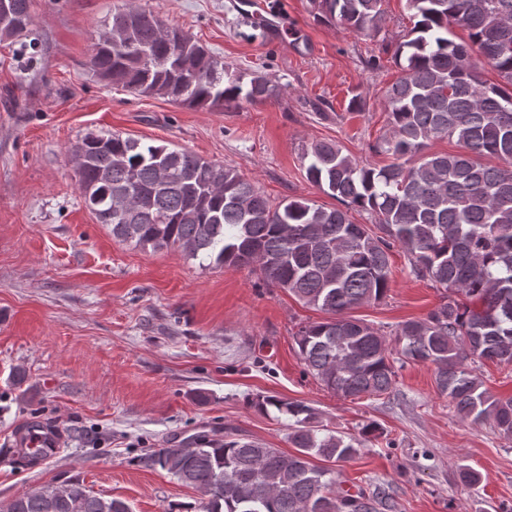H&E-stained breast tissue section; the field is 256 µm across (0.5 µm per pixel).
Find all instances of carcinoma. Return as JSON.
<instances>
[{
  "label": "carcinoma",
  "instance_id": "obj_1",
  "mask_svg": "<svg viewBox=\"0 0 512 512\" xmlns=\"http://www.w3.org/2000/svg\"><path fill=\"white\" fill-rule=\"evenodd\" d=\"M381 2L312 0L318 20L364 36L380 27ZM407 4L415 37L396 48L401 76L385 91L389 129L375 146L394 162L361 166L329 142L306 152L308 181L343 209L305 199L274 204L233 167L117 133L84 136L71 147V160L85 204L112 238L154 251L178 247L211 265L251 267L266 284L328 314L296 338L307 370L326 388L345 398L380 397L393 388L395 363L430 362L437 388L462 419L490 420L511 440L512 396L491 394L466 361L512 364V0ZM8 5L0 41L29 37L31 0ZM453 26L465 29L468 41L449 38ZM128 44L139 51L128 52ZM89 65L107 85L189 107H238L274 94L266 75L254 72L243 84L189 33L138 7L112 14ZM486 66L503 83L484 81ZM443 138L456 139L464 152L424 153L429 141ZM353 208L368 211L383 235L354 223ZM396 243L416 277L452 288L468 303L449 299L426 318L403 322L394 351L350 311L385 296ZM251 405L293 420L288 439L295 452L200 432L149 450L138 463L196 489V512H376L385 504L383 492L329 493L335 471L314 463L350 459L361 441L321 432L303 403L258 395ZM3 512L130 508L69 482L19 496Z\"/></svg>",
  "mask_w": 512,
  "mask_h": 512
}]
</instances>
